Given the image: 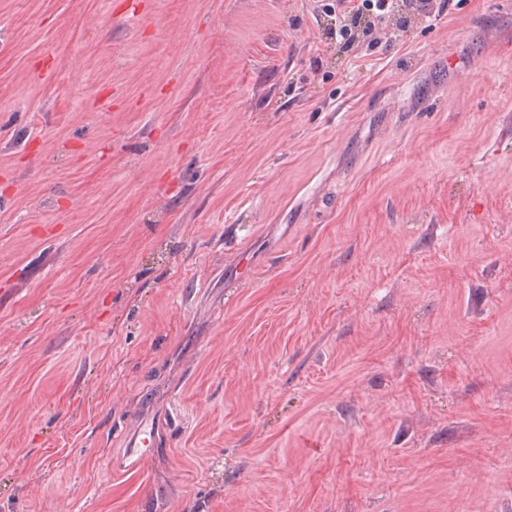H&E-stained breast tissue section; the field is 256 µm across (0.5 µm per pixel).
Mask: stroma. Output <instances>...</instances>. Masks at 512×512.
<instances>
[{"label": "stroma", "instance_id": "obj_1", "mask_svg": "<svg viewBox=\"0 0 512 512\" xmlns=\"http://www.w3.org/2000/svg\"><path fill=\"white\" fill-rule=\"evenodd\" d=\"M335 8L0 0V512H512V0ZM416 2L407 8L405 0H362L361 6L356 10L343 8L338 13L343 21L336 24V42L340 45L350 47L358 37L360 28L367 29L373 24L374 17H391L399 15L403 11L409 13L416 9ZM153 429L139 428L131 436L129 457H135L132 464L137 465L145 453L150 452L154 445Z\"/></svg>", "mask_w": 512, "mask_h": 512}]
</instances>
